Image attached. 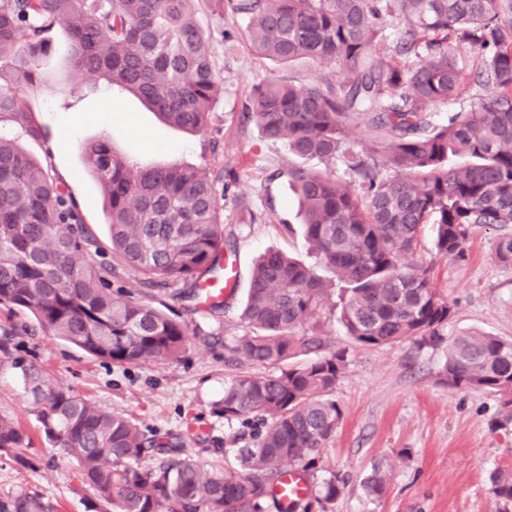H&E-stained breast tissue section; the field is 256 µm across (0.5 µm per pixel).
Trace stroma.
<instances>
[{
  "instance_id": "obj_1",
  "label": "stroma",
  "mask_w": 512,
  "mask_h": 512,
  "mask_svg": "<svg viewBox=\"0 0 512 512\" xmlns=\"http://www.w3.org/2000/svg\"><path fill=\"white\" fill-rule=\"evenodd\" d=\"M211 35V51L224 77L205 133L192 135L162 123L141 101L121 88H91L80 77L61 86L59 59L67 53L64 26L49 34L58 57L48 64L47 81L27 93L40 137L6 119L0 134L14 138L52 181L76 202L94 231L102 259H110V235L100 184L85 167L81 147L108 140L133 164H181L232 169L235 180L224 197V237L238 266V285L227 311L187 313L200 328L182 359L163 365L104 364L43 332L17 337L20 352L41 364L61 386L96 405L131 416L159 436H182L185 452L205 470L224 469L223 448L243 430L216 413L215 403L236 371L250 364H224L225 337L243 334L239 318L256 256L265 250L311 261L310 245L297 216L294 195L277 169L294 163L286 145L272 144L242 110L252 85L282 70L253 51L248 20L219 18L199 10ZM218 149H211V142ZM502 230L474 227L466 256L453 261L436 253L433 232L424 228L408 262L429 265L434 283L453 307L450 332L488 333L512 338V267L494 259ZM442 351L412 342L358 348L336 383L334 399L343 418L306 474L311 489L338 475L345 485L328 512H496L494 474L512 473V430H492L500 403L481 391L460 392L437 382ZM19 422L32 436L29 448L0 451V495L27 491L55 503L58 512H88L94 488L61 459L39 431L34 406L17 370L0 366V416ZM389 476L385 495L369 496L364 480L373 469Z\"/></svg>"
}]
</instances>
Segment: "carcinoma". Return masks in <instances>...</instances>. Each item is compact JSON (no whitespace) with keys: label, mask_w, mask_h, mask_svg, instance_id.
<instances>
[{"label":"carcinoma","mask_w":512,"mask_h":512,"mask_svg":"<svg viewBox=\"0 0 512 512\" xmlns=\"http://www.w3.org/2000/svg\"><path fill=\"white\" fill-rule=\"evenodd\" d=\"M249 18L257 52L277 65L325 62L316 83L293 76L252 86L245 117L299 159L278 172L291 186L314 261L280 251L254 262L241 313L251 331L224 339V363L269 369L224 386L216 403L227 422L255 418V444L224 449V473L210 474L181 453L180 438L148 434L120 412L104 410L57 385L41 366L8 348L35 406L40 432L94 486L92 512H263L285 467L313 468L342 419L330 398L349 350L411 341L440 348L438 378L458 391L499 397L494 429L512 427V339L448 333L453 308L428 267L412 268L421 231L434 248L465 257L471 229L512 224V0H0V73L9 67L34 92L46 78L47 34L66 27L70 67L134 93L166 123L201 133L222 78L196 18ZM405 19L394 54L378 45L383 18ZM479 25L472 44L480 66L456 57L461 26ZM492 77L495 93L471 108L446 104ZM38 137L26 99L0 82V117ZM363 126L357 148L351 123ZM102 186L112 262L98 248L76 203L14 140L0 135V308L103 363L162 364L187 349L188 324L171 303L200 298L201 282L223 270L224 199L229 184L190 166L133 165L106 140L83 145ZM468 161L451 164L450 156ZM317 158L326 170L302 161ZM343 169L344 176L336 173ZM388 167L393 177L382 174ZM494 258L512 266V233ZM138 274L125 287L124 273ZM347 337L329 351L309 324L328 296ZM27 430L0 416V451L29 448ZM368 493L382 497L387 476L373 471ZM341 493L323 480L321 508ZM492 493L512 512V477H492ZM0 512H57L38 494L0 496Z\"/></svg>","instance_id":"1"}]
</instances>
